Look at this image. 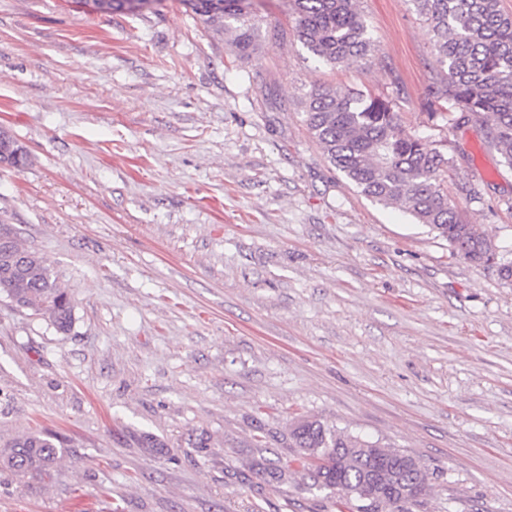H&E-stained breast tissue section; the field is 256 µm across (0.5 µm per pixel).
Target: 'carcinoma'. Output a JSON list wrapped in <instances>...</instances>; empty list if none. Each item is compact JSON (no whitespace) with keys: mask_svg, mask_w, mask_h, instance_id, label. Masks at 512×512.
Segmentation results:
<instances>
[{"mask_svg":"<svg viewBox=\"0 0 512 512\" xmlns=\"http://www.w3.org/2000/svg\"><path fill=\"white\" fill-rule=\"evenodd\" d=\"M217 34L231 36L238 58L259 51L258 26L249 0H182ZM425 17L438 61L446 71L427 88L431 117L456 125L490 115L487 132L512 165V16L499 0H412ZM295 37L318 62L335 66L374 51L365 19L354 0H293ZM307 130L329 162L365 196L382 205L399 204L419 224L446 240L454 257L486 264L491 239L466 223L448 200L445 186L448 141L430 148L407 131L395 99L355 88L313 87L304 94ZM29 154L7 129H0V163L23 168ZM0 294L19 308L48 318L60 333L70 331L74 302L58 275L35 253L0 232ZM295 455L284 462L257 463L271 479L306 473L311 488L343 496L352 512H412L429 487L417 459L359 435L305 416L289 430ZM60 442L36 431L0 452V470L16 480H51Z\"/></svg>","mask_w":512,"mask_h":512,"instance_id":"cac0c4a2","label":"carcinoma"}]
</instances>
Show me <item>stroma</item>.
I'll use <instances>...</instances> for the list:
<instances>
[{
    "label": "stroma",
    "mask_w": 512,
    "mask_h": 512,
    "mask_svg": "<svg viewBox=\"0 0 512 512\" xmlns=\"http://www.w3.org/2000/svg\"><path fill=\"white\" fill-rule=\"evenodd\" d=\"M357 8L375 51L332 69L283 0H254L288 36L243 61L180 0H0V127L30 154L0 164V218L75 304L61 334L0 296V450L63 446L52 484L0 471V512H351L250 470L292 455L299 416L416 458L413 512H512V165L485 123L429 118L441 66L412 0ZM314 85L400 88L495 263L335 169L299 106Z\"/></svg>",
    "instance_id": "obj_1"
}]
</instances>
